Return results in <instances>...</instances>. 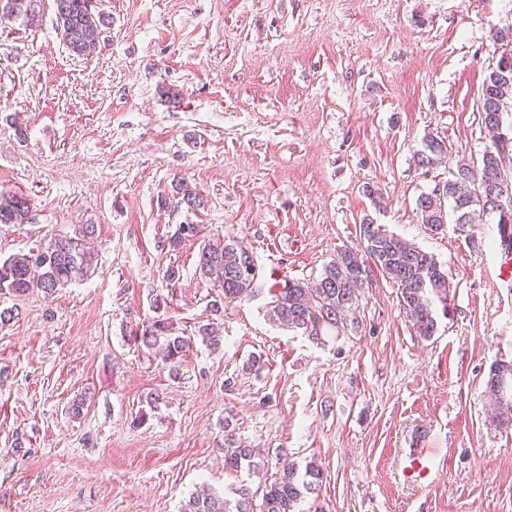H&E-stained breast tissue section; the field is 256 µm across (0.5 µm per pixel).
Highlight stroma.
<instances>
[{"mask_svg":"<svg viewBox=\"0 0 512 512\" xmlns=\"http://www.w3.org/2000/svg\"><path fill=\"white\" fill-rule=\"evenodd\" d=\"M96 5L112 23L84 57L51 8L0 23V192L32 216L0 224V260L97 227L84 281L0 297L18 311L0 325V512H181L200 487L231 499L288 462L322 471L304 512H512V429L485 395L512 359L496 219L434 235L415 211L487 144L477 99L512 0ZM428 134L448 146L429 171L413 159ZM180 180L204 207L179 202ZM366 218L447 271L434 336L375 270L357 324L322 346L269 321L264 295L211 315L199 242L165 245L201 224L249 245L267 284L312 282ZM157 319L176 336L214 324L221 347L195 341L171 373L136 341ZM228 429L261 450L260 474H225ZM413 448L433 466L418 484L401 473Z\"/></svg>","mask_w":512,"mask_h":512,"instance_id":"35a3bbf8","label":"stroma"}]
</instances>
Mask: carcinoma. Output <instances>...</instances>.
Wrapping results in <instances>:
<instances>
[{"mask_svg":"<svg viewBox=\"0 0 512 512\" xmlns=\"http://www.w3.org/2000/svg\"><path fill=\"white\" fill-rule=\"evenodd\" d=\"M41 0H0V21L34 17ZM53 23L57 36L70 54L77 57L92 52L100 42L106 16L94 9L92 0H52ZM478 112L489 136L478 161L460 160L448 171L441 189L420 194L416 212L422 224L438 234L453 214L460 230L473 224L474 216L495 214L501 245L512 250V194L503 195L504 176L512 173L506 159L512 158V136L503 137L500 119L512 116V57L498 58L482 83ZM446 143L434 136L425 138L414 153L418 167L430 170L447 155ZM450 207H445V203ZM31 220L29 199L22 193H0V224H27ZM95 233L92 224H81L73 236L50 241L46 246L16 253L0 260V293L23 297L33 290L50 296L71 283L84 279L94 257L87 239ZM190 239H200L201 251L196 272L213 288L216 299L210 311L222 312L221 299L250 301L267 292L269 317L289 329L316 341L326 336L343 335L354 324L360 308L362 288L367 278L358 252L346 248L327 263L319 279L303 283L290 279L264 290L263 276L251 249L235 240L206 236L198 224H181L167 242L178 247ZM360 246L375 267L387 276L400 293L403 313L416 334L429 338L437 328L433 300L448 310L450 282L448 272L435 256L413 243L387 232L371 220L359 225ZM168 326L152 321L139 337L145 347L172 367L179 365L190 350L191 337L169 336ZM486 393L496 405L492 423L499 428L512 426V360H501L492 369ZM265 467L264 457L254 448L224 435V470L238 474L258 473ZM321 473L309 463L304 474L291 467L265 485L261 503L253 502L250 488L236 489L238 498H220L211 493L196 494L185 503L183 512H300L305 495L317 490Z\"/></svg>","mask_w":512,"mask_h":512,"instance_id":"carcinoma-1","label":"carcinoma"}]
</instances>
